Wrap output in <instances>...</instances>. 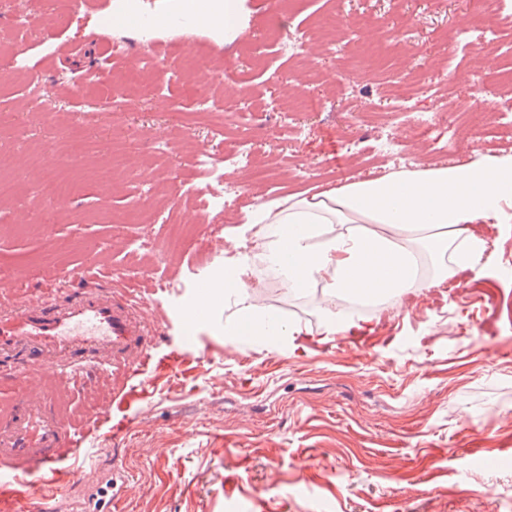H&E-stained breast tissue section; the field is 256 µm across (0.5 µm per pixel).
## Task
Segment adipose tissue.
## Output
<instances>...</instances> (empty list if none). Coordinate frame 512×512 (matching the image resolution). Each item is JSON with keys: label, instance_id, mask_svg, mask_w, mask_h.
I'll use <instances>...</instances> for the list:
<instances>
[{"label": "adipose tissue", "instance_id": "ef3b65f1", "mask_svg": "<svg viewBox=\"0 0 512 512\" xmlns=\"http://www.w3.org/2000/svg\"><path fill=\"white\" fill-rule=\"evenodd\" d=\"M179 11L198 27L236 35L243 0H180ZM512 223V153H474L449 165L428 162L378 179L353 181L316 194L258 199L234 230L237 245L259 240V258L283 288L323 291L328 335L343 329L345 300L399 298L414 288H437L457 267L483 278L490 245L473 224ZM224 303L238 309L224 338L246 336L275 344L302 335L275 312L260 308L246 255L227 257Z\"/></svg>", "mask_w": 512, "mask_h": 512}]
</instances>
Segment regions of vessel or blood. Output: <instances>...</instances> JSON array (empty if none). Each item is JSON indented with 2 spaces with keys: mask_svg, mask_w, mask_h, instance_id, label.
Segmentation results:
<instances>
[{
  "mask_svg": "<svg viewBox=\"0 0 512 512\" xmlns=\"http://www.w3.org/2000/svg\"><path fill=\"white\" fill-rule=\"evenodd\" d=\"M81 281L66 299L50 289L0 304V383L18 387L13 402L0 404V501L25 500L26 478L35 473L55 488L73 483L62 461L111 422L106 407L88 416L72 412L58 385L93 372L123 383V398L136 399L131 379L157 362L158 328L123 292L101 287L91 274ZM210 286L197 276L193 302L175 315L180 329L211 318Z\"/></svg>",
  "mask_w": 512,
  "mask_h": 512,
  "instance_id": "b4317fda",
  "label": "vessel or blood"
}]
</instances>
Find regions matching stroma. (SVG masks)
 I'll return each mask as SVG.
<instances>
[{"mask_svg":"<svg viewBox=\"0 0 512 512\" xmlns=\"http://www.w3.org/2000/svg\"><path fill=\"white\" fill-rule=\"evenodd\" d=\"M247 7L232 41L166 27L144 42L113 26V0H0V181L13 188L0 200V267L15 298L49 279L70 293L88 267L141 284L150 260L168 288L145 314L168 347L184 338L163 314L193 300L195 269L212 283V318L191 337L203 362L148 373L146 397L120 404L135 421L124 442L109 443L104 424L67 467L122 465L112 512H512V224L473 225L491 244L485 277L456 270L447 287L383 300L335 336L322 335L316 303L256 268L265 304L281 302L305 334L289 348L224 340L237 315L219 275L224 229L257 198L512 150L483 124L463 125L450 154L405 134L414 113L486 106L481 43L445 41L469 0ZM325 15L353 23L331 51L316 31ZM274 23L306 33L295 55L268 35ZM144 59L146 76L124 79ZM301 96L321 110L295 111ZM244 130L270 170L224 166V203L207 205L198 161ZM390 133L397 156L377 157ZM117 159L129 175L97 182ZM54 174L81 192L48 197ZM34 222L40 235L20 232ZM140 239L150 250H132Z\"/></svg>","mask_w":512,"mask_h":512,"instance_id":"35a3bbf8","label":"stroma"}]
</instances>
